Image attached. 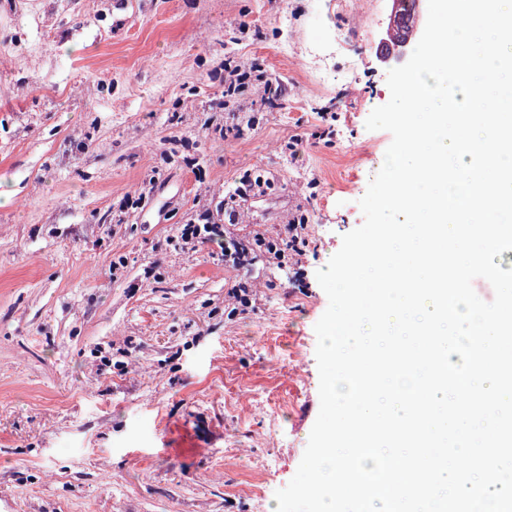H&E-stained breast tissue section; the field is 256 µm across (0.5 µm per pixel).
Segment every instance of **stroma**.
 <instances>
[{
	"instance_id": "1",
	"label": "stroma",
	"mask_w": 512,
	"mask_h": 512,
	"mask_svg": "<svg viewBox=\"0 0 512 512\" xmlns=\"http://www.w3.org/2000/svg\"><path fill=\"white\" fill-rule=\"evenodd\" d=\"M392 9L0 0V512H270L320 407L316 273L392 141L365 126ZM228 60L287 89L233 97L241 134L209 109ZM247 170L273 184L235 233L299 211L308 232L301 259L256 258L236 314L235 271L177 229Z\"/></svg>"
}]
</instances>
